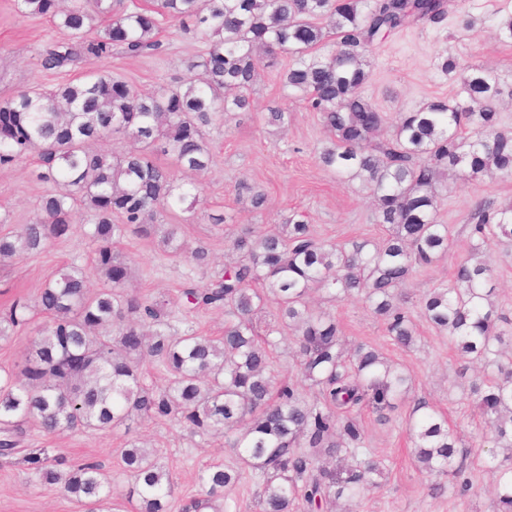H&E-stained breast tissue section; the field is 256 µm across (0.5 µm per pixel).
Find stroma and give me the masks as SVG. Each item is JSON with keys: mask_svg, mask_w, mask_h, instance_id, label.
Wrapping results in <instances>:
<instances>
[{"mask_svg": "<svg viewBox=\"0 0 512 512\" xmlns=\"http://www.w3.org/2000/svg\"><path fill=\"white\" fill-rule=\"evenodd\" d=\"M511 15L512 0H461L442 24L421 25L389 36L376 45L370 57L372 74L364 87L365 95L391 118L419 108L432 97L456 99L461 75L443 73L437 59L438 52L447 48L463 62L483 64L496 71L508 93L499 107V122L512 132V42L497 36L501 22ZM58 35L50 23L18 16L11 9V0H0V100L35 86L52 89L65 82L67 76H79L76 68L67 76L41 69L38 52L45 41ZM159 37V52L130 58L117 51L101 62V70L122 75L141 91L174 86L188 79L186 62L199 53V44L168 23ZM253 98L260 113L275 104L287 107V130L276 131L260 120L240 125L231 120L216 124L208 135L214 163L202 178L204 191L195 220L185 221L178 210L162 217L164 223L181 225L187 248L207 245L208 267L193 269L187 257L166 256L151 240L128 237L120 250L131 267V285L140 293L163 291L175 303L185 274H193L203 285L223 268L224 233L206 218L214 211L232 216L234 223L267 230L281 223L295 208L307 214L317 234L324 238L377 240L385 236L384 227L374 221L367 190L320 162L319 151L327 139L320 118L308 111L302 101L286 97L276 70L262 71ZM241 180L258 185L266 193L267 204L262 213H249L238 202L235 186ZM446 184L439 217L449 226L452 245L444 258L430 268L418 270L411 278L406 290L407 305L414 312L428 289L451 283L457 265L470 258L473 241L465 222L474 205L484 198L501 206L512 204V177L471 180L453 175ZM40 190L31 165L0 169V208L9 211L11 229L33 219ZM90 252L83 225L78 222L67 241L51 244L41 254L1 265L0 306L17 294L36 297L45 281L66 264H87ZM483 258L494 271L496 304L512 315V249L492 243L485 246ZM329 310L349 341L376 347L402 364L412 377L408 397L389 412L387 420H380L378 414L368 410L360 413L367 451L382 460L385 473L379 488L361 495L355 512H493V477L483 468L492 444L481 436V419L469 394L472 377L481 373L480 364H473L468 377H459L464 358L449 345L446 333L425 319H418L417 342L405 351L391 343L382 321L371 314L362 299L347 298L330 305ZM421 401L447 417L455 429L459 446L467 454L464 468L473 483L471 491L462 492L459 481L450 477L443 494H431L429 478L417 470L406 420ZM135 435L159 448L172 472L175 493L171 512H181L183 505L198 496L197 475L206 464L215 460L230 466L235 463V454L226 447L223 437L196 436L169 421L140 426ZM126 440L120 431L45 435L31 429L23 445L46 449L53 459L100 463L114 492L119 493L127 484L118 466ZM0 512L83 509L60 487L37 482L21 455L16 454L0 456Z\"/></svg>", "mask_w": 512, "mask_h": 512, "instance_id": "35a3bbf8", "label": "stroma"}]
</instances>
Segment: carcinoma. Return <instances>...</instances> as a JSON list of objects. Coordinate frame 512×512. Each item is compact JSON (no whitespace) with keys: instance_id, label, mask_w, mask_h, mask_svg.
<instances>
[{"instance_id":"obj_1","label":"carcinoma","mask_w":512,"mask_h":512,"mask_svg":"<svg viewBox=\"0 0 512 512\" xmlns=\"http://www.w3.org/2000/svg\"><path fill=\"white\" fill-rule=\"evenodd\" d=\"M453 0H14L22 17L46 19L64 33L40 53L43 71L60 73L77 62L88 69L47 92L27 89L0 102V169L33 157L42 185L29 224L0 232V262L44 251L67 238L75 215L88 226L92 265L74 263L48 279L35 299L17 294L0 313V339L43 315L34 347L18 370L0 375V454L20 451L26 428L46 435L74 431L133 432L145 422L174 421L193 435L221 434L238 467L215 461L200 471L202 496L183 512H221L224 491L240 469L262 477V512H327L379 485L380 461L356 460L365 441L358 420L365 407L395 408L412 377L366 344L348 346L330 311L312 306L313 294L333 302L357 296L383 321L392 343L415 345L416 324L405 307L413 271L448 253L449 228L438 218L445 176H512V132L499 126L503 90L496 73L461 65L440 53V68H462L464 99L435 98L399 113L393 122L362 93L369 56L390 34L440 23ZM171 22L203 45L186 62L191 77L173 87L139 93L97 63L114 50L138 56L160 45ZM292 63L278 72L320 115L331 137L319 151L322 165L370 189L374 221L388 228L368 239L320 238L307 215L292 210L272 232L244 225L224 238V268L200 287L183 281L188 311H224L223 336L174 330L166 296L127 288L129 266L119 250L130 235L152 238L170 255L184 254L179 224L159 216L175 208L193 219L201 188L196 177L213 162L207 140L221 118H254L251 91L260 70L284 54ZM263 120L288 124L275 105ZM167 156L173 166L156 162ZM237 196L249 211L264 209L266 193L241 181ZM467 223L476 253L492 241L512 240V205L475 204ZM104 278L94 289L90 276ZM492 269L482 260L460 264L451 286L430 289L422 317L448 334L463 357L495 371L471 387L487 417L489 440L512 450V318L493 297ZM291 335L302 381L317 388L308 399L277 378L274 334ZM163 365L168 381H146V366ZM418 469L441 478L459 455L458 437L442 414L420 402L409 416ZM44 486L59 485L88 512H169L172 473L161 452L132 439L121 453L130 484L115 498L102 465L59 471L34 455ZM498 473L495 497L512 512V466L490 460Z\"/></svg>"}]
</instances>
